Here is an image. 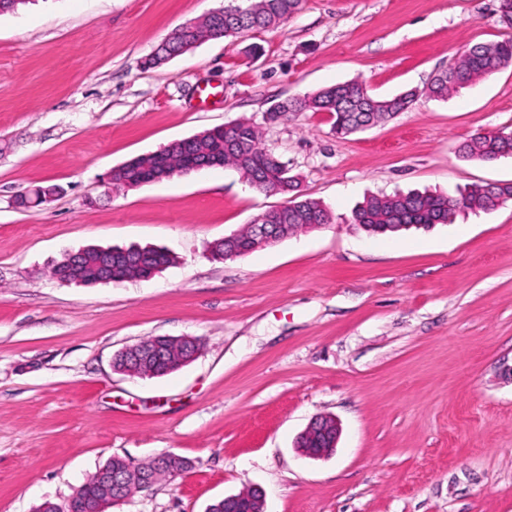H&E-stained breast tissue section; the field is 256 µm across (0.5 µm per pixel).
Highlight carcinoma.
Masks as SVG:
<instances>
[{"label":"carcinoma","instance_id":"carcinoma-1","mask_svg":"<svg viewBox=\"0 0 512 512\" xmlns=\"http://www.w3.org/2000/svg\"><path fill=\"white\" fill-rule=\"evenodd\" d=\"M302 0H241L239 4L224 7V16L186 28L177 29L162 41L145 64L157 67L187 52L197 42L206 39H224L232 45L240 35L266 30L286 21L295 14ZM512 64V38L476 44L464 50L450 70L436 75L430 83L429 94L446 99L451 93L470 83L490 76ZM416 94L409 91L393 97L380 98L368 93L363 84L350 80L323 88L302 99L287 100L269 109L273 120L290 112H327L333 118V130L338 136H348L369 128L381 120L408 110ZM463 158L494 162L512 159V136L500 132L479 134L460 148ZM198 159L215 160L217 166L236 169L251 186L264 193L291 195L287 205L265 213L266 223L284 224L286 232L295 234L311 228L313 224H330L332 218L323 204L310 198L301 199L295 194L297 181L289 175L288 167L267 150L260 131L249 121H237L225 128L221 125L207 129L188 143H172L161 155L144 154L134 158L128 169L118 173L113 185L122 181L133 184L151 178L158 162L168 168V174L178 175ZM512 200V182L475 184L457 197L428 191L397 192L392 195H371L352 212L351 223L358 229L374 235H398L403 231L430 229L438 224H450L461 212L489 211ZM248 228L239 231L235 243L225 239L212 245V255H224L236 246L249 250ZM98 254L93 246L87 247L81 261L82 278L90 279L95 273ZM173 258L157 249L142 252L128 250L112 257V275L115 280L141 278L145 268H165ZM180 357L175 352L158 364L142 363L133 370L140 376H160L177 370L173 362ZM336 441L335 433L320 434L306 431L298 438L300 448H326ZM98 475L82 484L81 498L75 501L70 512H87L85 503L98 492ZM263 508L255 490L238 493L229 502L219 500L210 505V512H258Z\"/></svg>","mask_w":512,"mask_h":512}]
</instances>
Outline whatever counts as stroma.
Wrapping results in <instances>:
<instances>
[{
    "label": "stroma",
    "instance_id": "35a3bbf8",
    "mask_svg": "<svg viewBox=\"0 0 512 512\" xmlns=\"http://www.w3.org/2000/svg\"><path fill=\"white\" fill-rule=\"evenodd\" d=\"M227 0H29L0 15V512L65 503L112 458L189 467L109 512H207L261 489L266 512H512V201L372 237L367 195L451 196L512 181V159L461 158L512 128V66L452 93L431 77L511 32L498 0H302L236 45L211 39L153 69L176 28ZM350 80L420 95L339 138L325 112L270 122L275 103ZM239 119L329 210V224L233 260L213 242L280 206L230 167L116 190L141 154ZM58 186L22 210L16 194ZM89 245L162 247L149 280L52 278ZM195 336L158 377L112 368L150 336ZM338 420L332 455L296 445Z\"/></svg>",
    "mask_w": 512,
    "mask_h": 512
}]
</instances>
